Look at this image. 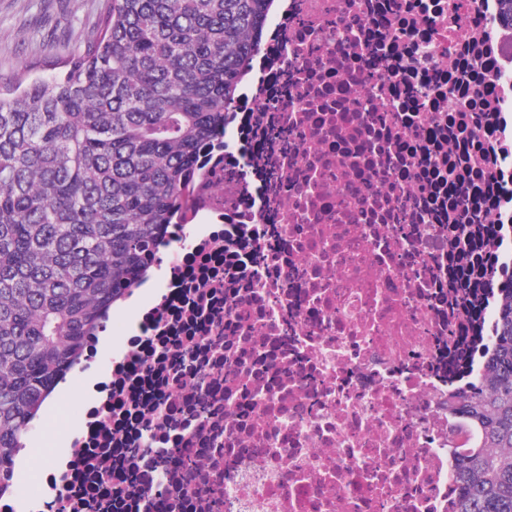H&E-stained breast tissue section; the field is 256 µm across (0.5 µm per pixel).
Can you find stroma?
<instances>
[{"label":"stroma","instance_id":"obj_1","mask_svg":"<svg viewBox=\"0 0 512 512\" xmlns=\"http://www.w3.org/2000/svg\"><path fill=\"white\" fill-rule=\"evenodd\" d=\"M104 0H0V85L17 75H37L48 55L63 57L77 50L99 22ZM87 390L84 373L74 370L68 394L52 406L41 451L28 465L32 488H40L44 465L59 461L62 446L73 435L75 404Z\"/></svg>","mask_w":512,"mask_h":512}]
</instances>
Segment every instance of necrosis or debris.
<instances>
[{
    "mask_svg": "<svg viewBox=\"0 0 512 512\" xmlns=\"http://www.w3.org/2000/svg\"><path fill=\"white\" fill-rule=\"evenodd\" d=\"M499 0H276L154 301L26 512H453L512 181ZM485 68H478V61ZM471 244L451 247L448 227Z\"/></svg>",
    "mask_w": 512,
    "mask_h": 512,
    "instance_id": "1",
    "label": "necrosis or debris"
}]
</instances>
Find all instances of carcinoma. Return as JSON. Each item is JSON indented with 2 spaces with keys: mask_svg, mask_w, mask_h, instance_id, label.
I'll return each mask as SVG.
<instances>
[{
  "mask_svg": "<svg viewBox=\"0 0 512 512\" xmlns=\"http://www.w3.org/2000/svg\"><path fill=\"white\" fill-rule=\"evenodd\" d=\"M272 0H106L62 70L0 88V492L84 340L183 224L201 149L224 126ZM488 374L448 402L471 427L456 512H512V266Z\"/></svg>",
  "mask_w": 512,
  "mask_h": 512,
  "instance_id": "cac0c4a2",
  "label": "carcinoma"
}]
</instances>
